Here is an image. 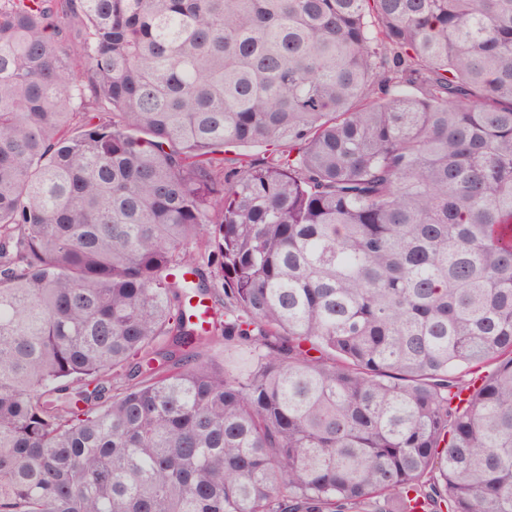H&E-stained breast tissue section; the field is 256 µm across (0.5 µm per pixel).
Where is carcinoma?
I'll use <instances>...</instances> for the list:
<instances>
[{"mask_svg": "<svg viewBox=\"0 0 512 512\" xmlns=\"http://www.w3.org/2000/svg\"><path fill=\"white\" fill-rule=\"evenodd\" d=\"M65 13L0 0V512H512V0ZM251 354L247 347L224 344V338L216 336L201 350L200 359L204 362L217 361L223 363L226 368L242 370L249 365Z\"/></svg>", "mask_w": 512, "mask_h": 512, "instance_id": "carcinoma-1", "label": "carcinoma"}]
</instances>
